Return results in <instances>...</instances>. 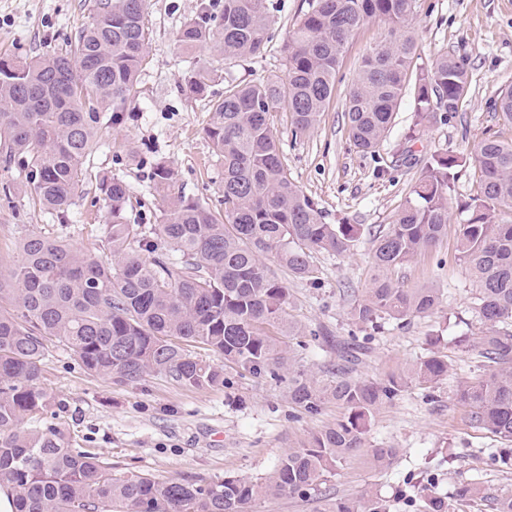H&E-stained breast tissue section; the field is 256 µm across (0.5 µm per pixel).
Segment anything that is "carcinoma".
<instances>
[{"instance_id": "carcinoma-1", "label": "carcinoma", "mask_w": 512, "mask_h": 512, "mask_svg": "<svg viewBox=\"0 0 512 512\" xmlns=\"http://www.w3.org/2000/svg\"><path fill=\"white\" fill-rule=\"evenodd\" d=\"M144 2L95 0L64 47L0 57V162L58 221L51 232L23 238L17 263L0 271V487L11 490L16 512H253L261 497L315 496L336 463L363 451L374 467H389L397 449L366 448L372 418L407 382L432 384L448 375V356L432 352L379 383L345 375L323 385L294 378V403L314 412L331 399L343 416L259 479H118L112 464L78 447L55 422V397L42 384L54 344L85 372L119 384L157 374L188 388L215 387L224 384L226 361L257 377L287 364L281 338L296 339L305 328L286 317L288 289L269 275L262 257L275 254L290 276L314 284L312 253H349L360 228L325 223L317 204L288 178L271 117L288 113L297 136L314 128L332 98L343 50L368 20L386 21L395 37L362 60L348 92L345 112L357 148L380 144L408 85L414 123L422 127L458 112L471 85L462 55L442 53L410 72L418 57L410 29L420 0H308L283 42L284 77L229 84L211 100L204 132L223 163L224 214L175 190L174 169L158 160L150 164V180L163 199L159 223L140 224L126 215L125 181L102 175L103 255H87L60 229L102 135L136 94L150 39ZM270 39L268 0H200L177 33L186 50L214 42L234 61L261 56ZM213 80L209 67L194 66L183 89L208 98ZM495 110L512 125V86L499 92ZM474 162L478 190L455 235L485 327L471 344L483 370L461 381L455 397L470 427L512 443V334L499 328L512 323V224L495 221L497 210L512 208V141L484 139ZM413 164L418 180L392 224L372 236L369 288L349 311L357 324L421 317L440 304V289L407 288L400 273L448 236V197L467 157L448 151L415 156ZM185 342L212 352L215 361L192 357ZM32 418L42 426L23 427ZM417 499L420 512H455L429 478L419 481ZM452 500L487 501L493 512H512V489L494 494L477 481L458 485ZM322 512H391V505L363 494L328 499Z\"/></svg>"}]
</instances>
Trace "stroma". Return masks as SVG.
Listing matches in <instances>:
<instances>
[{"label": "stroma", "instance_id": "obj_1", "mask_svg": "<svg viewBox=\"0 0 512 512\" xmlns=\"http://www.w3.org/2000/svg\"><path fill=\"white\" fill-rule=\"evenodd\" d=\"M199 2L145 0L147 65L136 96L94 156V171L119 175L129 186L128 217L150 224L161 203L148 186L147 167L127 161L125 141L135 142L145 160L167 161L187 194L218 207L222 164L204 133L211 103L183 91L186 63L214 69L217 92L231 83L283 77L281 43L307 8L305 0H272L273 41L262 57L238 62L224 60L213 47L188 53L177 43L179 28L194 16ZM93 3L0 0V55L32 57L57 49L74 36ZM412 28L422 62L448 51L466 55L470 63L469 94L448 121L411 133L413 99L408 96L375 152L354 146L346 94L363 58L390 38V26L379 19L367 22L349 40L333 97L313 129L296 138L287 114L274 119L289 179L321 208L326 223L346 220L362 229L348 255L315 253L319 280L314 285L289 276L274 254L264 256L270 275L288 290V316L310 331L302 345L292 346L289 367L272 378L255 377L228 363L218 388H187L161 375L126 385L83 372L69 352L51 347L43 382L55 395L59 422L83 437L86 450L110 462L114 475L143 473L169 480L265 476L288 449L306 443L340 416L331 402L314 413L297 406L289 386L299 375L320 382L335 379L340 362L336 344L341 341L363 347L349 367L353 377L378 382L436 350L449 355L450 369L435 384L409 382L373 419L367 445L398 449L394 463L377 470L362 457L343 460L325 485L327 496L355 498L370 492L390 501L393 512H414L402 490L424 465L443 497L470 481L494 491L512 488V451L502 461L491 456L498 439L468 427L454 400L457 383L472 377L479 364L462 342L483 330L474 309L472 277L457 257L455 236L402 271L407 287L440 288L442 302L432 314L386 320L374 331L359 328L348 316L368 286L372 232L392 223L420 175L419 167L404 164L405 154L454 150L471 157L488 136L512 139V127L492 108L499 91L512 86V0H421ZM72 221L79 229L71 233V244L100 253L99 236L89 231L102 222L94 182L75 197ZM51 223L25 192H16L10 202L0 197V264L17 260L21 238L47 231Z\"/></svg>", "mask_w": 512, "mask_h": 512}]
</instances>
